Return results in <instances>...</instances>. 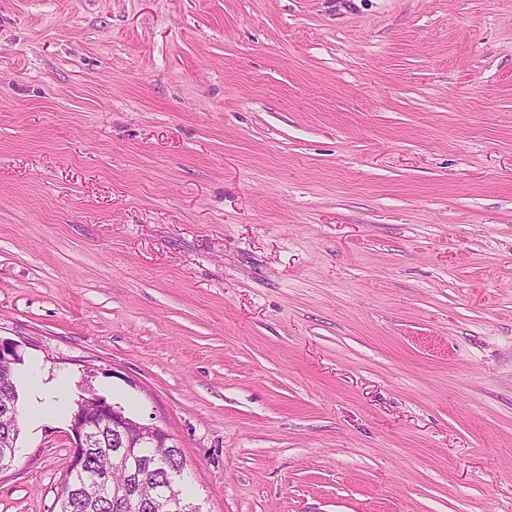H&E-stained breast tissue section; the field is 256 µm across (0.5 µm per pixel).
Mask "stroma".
<instances>
[{"label": "stroma", "mask_w": 512, "mask_h": 512, "mask_svg": "<svg viewBox=\"0 0 512 512\" xmlns=\"http://www.w3.org/2000/svg\"><path fill=\"white\" fill-rule=\"evenodd\" d=\"M0 336L202 512H512V0H0Z\"/></svg>", "instance_id": "35a3bbf8"}]
</instances>
